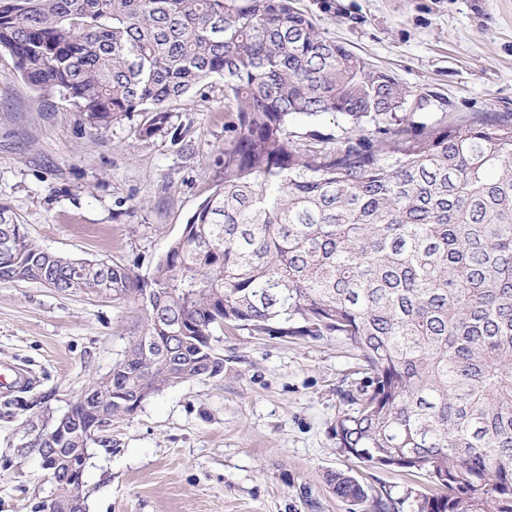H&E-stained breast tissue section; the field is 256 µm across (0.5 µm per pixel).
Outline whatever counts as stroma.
Listing matches in <instances>:
<instances>
[{"label": "stroma", "mask_w": 512, "mask_h": 512, "mask_svg": "<svg viewBox=\"0 0 512 512\" xmlns=\"http://www.w3.org/2000/svg\"><path fill=\"white\" fill-rule=\"evenodd\" d=\"M322 30L406 88L417 120L512 117V0H296ZM224 82L172 104L161 131L140 135L134 112L98 133L59 93L27 83L0 52V222L24 225L45 250L104 260L142 279L221 179L234 120ZM131 301L90 299L0 281V512H35L52 487L29 448V422L63 414L89 377L108 374L134 326ZM214 346L224 372L191 379L112 420L92 447L87 512H417L425 477L365 467L343 454L339 392L356 389L344 340L255 336L229 329ZM353 475L368 499L330 483ZM330 481L334 486L336 494L349 502H361L367 496L363 486L355 477L348 473L332 474Z\"/></svg>", "instance_id": "obj_1"}]
</instances>
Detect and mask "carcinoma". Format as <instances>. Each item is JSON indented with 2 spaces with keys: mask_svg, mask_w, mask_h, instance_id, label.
Masks as SVG:
<instances>
[{
  "mask_svg": "<svg viewBox=\"0 0 512 512\" xmlns=\"http://www.w3.org/2000/svg\"><path fill=\"white\" fill-rule=\"evenodd\" d=\"M0 51L100 131L211 77L237 121L222 179L146 283L87 269L0 223V281L132 299L144 323L69 412L93 437L52 462L43 512L85 503L67 458L112 446L102 428L152 395L224 373L214 333L338 336L365 374L336 422L338 447L397 465L437 493L418 512H512V118L414 120L388 73L325 35L292 0H0ZM322 114L350 127L308 138ZM388 134L368 137L369 127ZM336 494L366 498L348 473Z\"/></svg>",
  "mask_w": 512,
  "mask_h": 512,
  "instance_id": "cac0c4a2",
  "label": "carcinoma"
}]
</instances>
